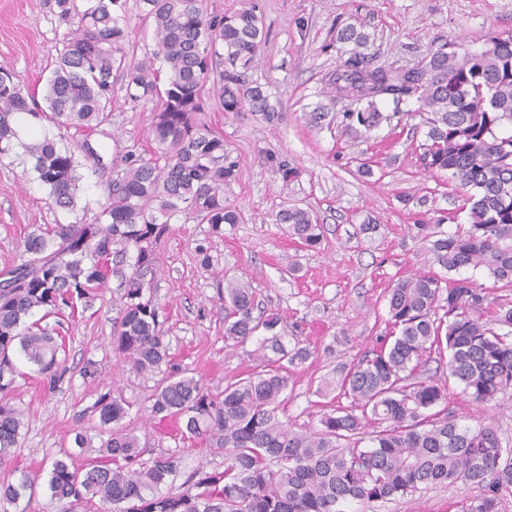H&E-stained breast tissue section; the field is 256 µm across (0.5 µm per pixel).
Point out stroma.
<instances>
[{
  "label": "stroma",
  "instance_id": "stroma-1",
  "mask_svg": "<svg viewBox=\"0 0 512 512\" xmlns=\"http://www.w3.org/2000/svg\"><path fill=\"white\" fill-rule=\"evenodd\" d=\"M220 15L255 6L268 33L249 80L262 84L279 111L269 121L258 112L223 113L206 120L220 132L238 175L224 197L241 220L216 233L210 225L176 213L158 244L156 275L147 289L169 362L139 372L113 347L124 304L122 275L133 256L109 262L103 287L74 306L31 319L62 340L66 370L48 382L22 356H14L12 403L22 412L17 448L0 466V480L35 476L36 484L7 512H110L92 500L52 497L54 460L72 454L75 465L97 457L104 440L93 407L101 395L122 397L129 409L123 426L140 438L141 457L176 456L168 487L184 491L200 466L220 468L224 455L183 437L178 419L152 417L149 407L162 379L172 374L202 377L212 394L254 372L259 338L236 345L224 338V285L236 280L254 291L259 308L279 313L276 328L286 347H303L308 359L293 367L279 416L293 427L317 425L327 400L316 393L335 366L357 362L387 330L385 295L396 281L416 273L448 279L427 238L416 225H438L443 234L466 224L459 193L444 172H427L412 149L409 124H381L358 138L340 122L311 126L308 116L323 104L326 83L347 54L336 40L351 25L368 36L375 65L412 66L429 49L449 40L481 49L488 34L512 33V0H205ZM86 0H74L73 15L61 16L55 0H0V67L26 92L43 93L63 43L77 26ZM152 103L125 98L122 81L112 90L109 156L145 154L152 145ZM17 144L0 158V272L17 264L26 238L57 224L94 222L105 201L102 182L83 171L73 208L56 207ZM298 167L283 184L272 160ZM368 163L371 174L360 171ZM310 209L322 226L316 247L303 246L287 225L276 223L283 202ZM448 408L463 424L494 422L512 439V391L488 405L464 402L448 388ZM83 435L87 446L77 449ZM480 494L464 482L430 485L389 501L351 502L346 512H462Z\"/></svg>",
  "mask_w": 512,
  "mask_h": 512
}]
</instances>
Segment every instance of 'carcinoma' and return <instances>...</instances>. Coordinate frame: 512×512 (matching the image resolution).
Returning <instances> with one entry per match:
<instances>
[{"label": "carcinoma", "instance_id": "1", "mask_svg": "<svg viewBox=\"0 0 512 512\" xmlns=\"http://www.w3.org/2000/svg\"><path fill=\"white\" fill-rule=\"evenodd\" d=\"M75 32L64 42L45 86L46 107H33L10 73L0 74V157L13 150L11 118L30 114L84 138L60 147L44 138L32 153L34 171L59 208L73 207L78 158L102 177L114 169L92 136L106 137L112 112V74L124 81L131 102H154L155 147L149 157L127 155L122 173L106 181V201L93 224H57L24 242L21 262L0 275V465L17 446L22 412L7 398L14 382V352L37 372L56 376V340L26 318L37 308L50 314L105 283L102 261L132 251L122 317L114 333L118 353L142 372L167 362L144 288L154 278L155 245L178 212L221 231L240 222L224 200V185L236 179L224 136L201 119L214 99L225 112L247 108L267 120L277 108L262 86L250 82L266 33L252 7L209 15L203 0H142L143 20L154 27L157 50L127 60L130 28L114 12L119 0H87ZM337 42L351 45L326 96L347 101L348 129L366 134L382 122L402 121L401 105L418 104L426 128L418 160L426 171L446 172L461 190L469 224L443 237L428 232L439 262L450 271L483 268L512 288V34L489 36L480 51L444 43L412 67H373L361 52L367 37L352 27ZM161 60L165 70L155 67ZM388 100L384 114L377 101ZM276 222L302 245L320 241L321 226L310 210L285 205ZM255 294L229 281L224 288V337L243 344L270 332L262 348L264 369L230 383L214 396L202 379L169 376L154 397V417L184 420L185 434L224 452V469L198 468L191 487L162 492L177 468L176 457L138 462L140 439L121 426L128 413L122 398L97 403L107 439L96 460L75 467L52 463L49 488L58 500L94 498L112 512H342V505L371 503L421 486L462 481L482 489L466 512H500L512 493V441L497 427L458 423L448 407V382L471 402L487 404L512 389V301L490 308L487 293L469 278L414 274L388 294L390 332L353 364H341L322 379L317 394L345 398L350 405L323 413L316 428L295 429L278 416L288 388V368L308 351L288 350L273 334L281 316L254 315ZM448 351V376L420 378L431 354ZM31 487L22 475L0 482V502L16 503Z\"/></svg>", "mask_w": 512, "mask_h": 512}]
</instances>
